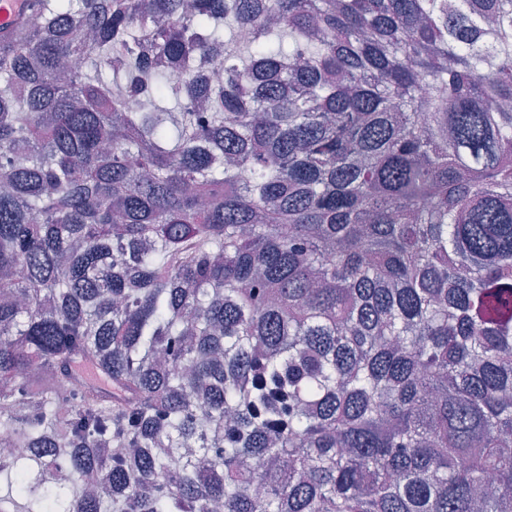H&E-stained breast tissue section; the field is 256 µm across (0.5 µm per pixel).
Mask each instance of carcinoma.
Listing matches in <instances>:
<instances>
[{
  "label": "carcinoma",
  "instance_id": "cac0c4a2",
  "mask_svg": "<svg viewBox=\"0 0 512 512\" xmlns=\"http://www.w3.org/2000/svg\"><path fill=\"white\" fill-rule=\"evenodd\" d=\"M0 434V512H512V0H28Z\"/></svg>",
  "mask_w": 512,
  "mask_h": 512
}]
</instances>
